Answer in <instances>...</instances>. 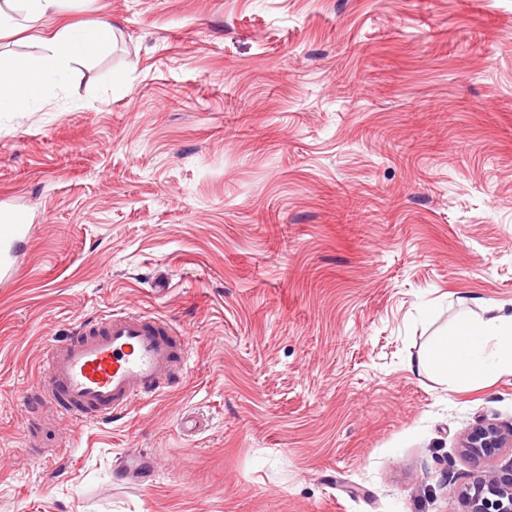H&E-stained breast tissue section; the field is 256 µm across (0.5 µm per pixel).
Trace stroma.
<instances>
[{"mask_svg":"<svg viewBox=\"0 0 512 512\" xmlns=\"http://www.w3.org/2000/svg\"><path fill=\"white\" fill-rule=\"evenodd\" d=\"M104 17L107 54L0 112V204L30 217L0 512H463L459 437L512 425V375L407 364L512 310V0H69L0 57ZM113 310L189 337L181 384L46 416V347Z\"/></svg>","mask_w":512,"mask_h":512,"instance_id":"1","label":"stroma"}]
</instances>
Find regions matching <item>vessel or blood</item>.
I'll return each instance as SVG.
<instances>
[{"label": "vessel or blood", "mask_w": 512, "mask_h": 512, "mask_svg": "<svg viewBox=\"0 0 512 512\" xmlns=\"http://www.w3.org/2000/svg\"><path fill=\"white\" fill-rule=\"evenodd\" d=\"M28 232L22 211H0V277L11 275L15 248ZM188 356L187 336L164 320L113 311L78 323L48 346L40 405L60 417L108 421L158 396L179 378Z\"/></svg>", "instance_id": "obj_1"}]
</instances>
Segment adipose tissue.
I'll return each instance as SVG.
<instances>
[{
    "mask_svg": "<svg viewBox=\"0 0 512 512\" xmlns=\"http://www.w3.org/2000/svg\"><path fill=\"white\" fill-rule=\"evenodd\" d=\"M64 0H0V33L20 21L38 22L58 14ZM113 40L110 22L88 28L65 27L39 40L32 58H14L0 68V112H26L44 96L51 81H63L70 64L106 53ZM410 371L474 385L512 374V314L467 321L453 333L430 340L408 363Z\"/></svg>",
    "mask_w": 512,
    "mask_h": 512,
    "instance_id": "1",
    "label": "adipose tissue"
}]
</instances>
